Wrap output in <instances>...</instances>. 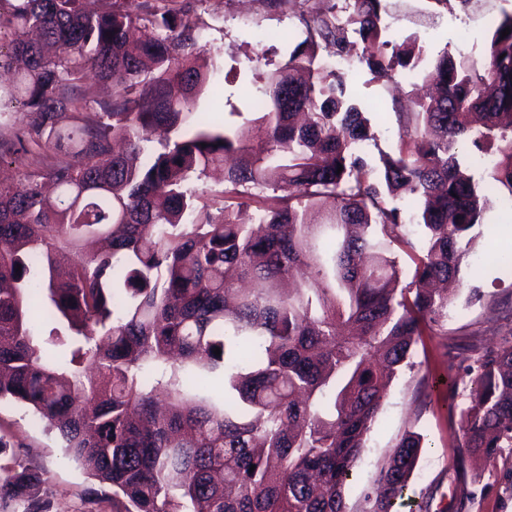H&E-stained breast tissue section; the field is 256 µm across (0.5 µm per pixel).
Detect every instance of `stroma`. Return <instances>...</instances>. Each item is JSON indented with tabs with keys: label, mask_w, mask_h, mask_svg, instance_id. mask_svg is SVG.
<instances>
[{
	"label": "stroma",
	"mask_w": 512,
	"mask_h": 512,
	"mask_svg": "<svg viewBox=\"0 0 512 512\" xmlns=\"http://www.w3.org/2000/svg\"><path fill=\"white\" fill-rule=\"evenodd\" d=\"M193 11L207 27L203 42L218 52L224 66L236 67L234 81L225 83L224 96L240 111H250L249 89L264 73L283 63L289 51L306 37L301 21L302 0H190ZM387 39L402 42L418 37L426 57L449 50L459 59H478L489 43L501 11L512 10V0H468L445 8L436 0H383ZM348 87L369 114L370 138L362 144L368 162L378 164L381 154L395 150L403 131L402 103L427 91L422 68H400L391 76L370 80L368 74H350ZM512 211L495 196L483 224L475 226L467 261L480 267L477 286L483 302L467 303V289L448 310V335L464 344L488 346L511 326L497 317L489 297L512 293V268L484 261L492 225H500L502 242L512 245L507 227ZM441 337H425L414 350L412 364L398 372L387 390L381 412L362 452L346 492L347 512H361L363 497L399 437L408 431L424 437L419 474L397 500L393 512H512V449L506 448L490 464L482 465L479 479L462 471L452 446L454 420L444 408L421 394L428 370L440 366ZM0 432L13 438L23 462L40 470L51 512H112L110 503H93V482L76 463L63 455L61 442L45 424H33L20 404L0 403Z\"/></svg>",
	"instance_id": "35a3bbf8"
}]
</instances>
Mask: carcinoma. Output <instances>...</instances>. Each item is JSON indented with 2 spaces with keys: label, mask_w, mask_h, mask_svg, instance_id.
<instances>
[{
  "label": "carcinoma",
  "mask_w": 512,
  "mask_h": 512,
  "mask_svg": "<svg viewBox=\"0 0 512 512\" xmlns=\"http://www.w3.org/2000/svg\"><path fill=\"white\" fill-rule=\"evenodd\" d=\"M307 37L255 88V118L217 129L206 23L151 0H0V151L30 156L0 182V401L29 408L112 512H346L347 481L386 390L425 333L448 335V293L489 195L512 199V12L476 61L444 50L430 93L376 170L369 119L319 50L374 79L424 49L385 38L383 0ZM113 87L89 101L88 73ZM157 128L169 137L155 147ZM493 157L476 185L456 148ZM343 170L337 171V165ZM224 169L221 196L191 186ZM420 203L415 250L398 192ZM410 248V282L394 246ZM21 270H16V266ZM221 350L215 355L213 349ZM445 345L434 384L469 378L458 456L512 448V333ZM423 437L405 432L365 494L392 512ZM0 512H47L41 473L0 434ZM255 470H250V467Z\"/></svg>",
  "instance_id": "carcinoma-1"
}]
</instances>
